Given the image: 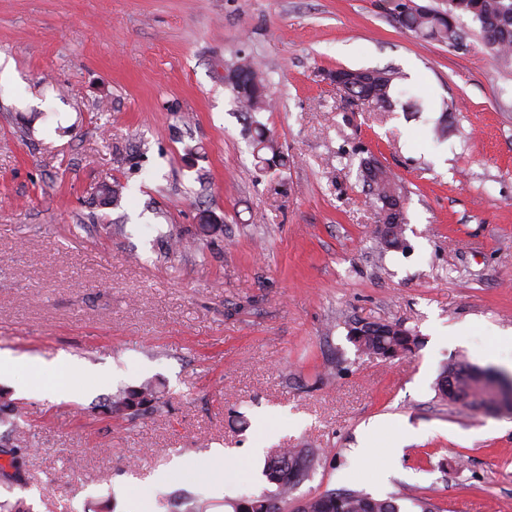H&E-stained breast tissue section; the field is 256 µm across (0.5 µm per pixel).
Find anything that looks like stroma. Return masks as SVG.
<instances>
[{"label":"stroma","instance_id":"35a3bbf8","mask_svg":"<svg viewBox=\"0 0 512 512\" xmlns=\"http://www.w3.org/2000/svg\"><path fill=\"white\" fill-rule=\"evenodd\" d=\"M465 28L456 47L422 40L382 0H0V350L40 364L5 385L30 450L1 500L170 512L191 495L224 512L265 489L267 453L309 448L296 500L403 491L434 512H512V416L435 391L451 358L494 368L493 332L512 333V65ZM243 55L287 167L258 164L224 85ZM339 67L455 102L447 139L429 136L435 111H348ZM370 155L403 189L406 251L374 239ZM112 178L123 198L100 205ZM205 209L222 232L170 249ZM356 320L422 344L360 354ZM61 356L83 383L54 379ZM151 380L152 414L97 412ZM215 455L229 479L199 472Z\"/></svg>","mask_w":512,"mask_h":512}]
</instances>
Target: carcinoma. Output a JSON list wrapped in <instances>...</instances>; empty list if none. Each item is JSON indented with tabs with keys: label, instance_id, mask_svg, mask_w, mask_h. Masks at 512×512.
Listing matches in <instances>:
<instances>
[{
	"label": "carcinoma",
	"instance_id": "cac0c4a2",
	"mask_svg": "<svg viewBox=\"0 0 512 512\" xmlns=\"http://www.w3.org/2000/svg\"><path fill=\"white\" fill-rule=\"evenodd\" d=\"M383 8L402 28L424 40L455 46L463 39L459 26L462 19L476 22L485 47L496 60L512 62V0H448V9L441 10L416 3V0H384ZM339 73L347 78L345 94L363 104H373L387 112L393 108L391 96L393 73L384 70L344 68ZM224 84L228 86L237 107L248 114L264 112L272 100L263 73L252 60L243 58L225 69ZM249 139L258 162L269 167H285L288 158L279 151L273 135L262 125L250 126ZM360 178L372 192L378 206V223H384V205L391 197L404 199L401 188L392 174L374 156L361 160ZM123 186L114 180L104 181L97 188V196L104 205H115ZM348 340L357 350L367 354L405 355L414 351L419 338L400 323L366 321L360 327H349ZM480 371L465 359H456L444 365L436 382L438 396L453 404L471 409L492 406L491 393ZM159 387L147 383L127 389L111 397L103 405V414L109 418L131 421L154 410L159 400ZM28 442L14 439L8 465L17 470ZM315 455L309 448H282L267 458L263 476L272 489L259 495L225 502L231 512H286L288 495L313 469ZM403 494L385 499L345 491H325L306 500L304 512H402Z\"/></svg>",
	"mask_w": 512,
	"mask_h": 512
}]
</instances>
